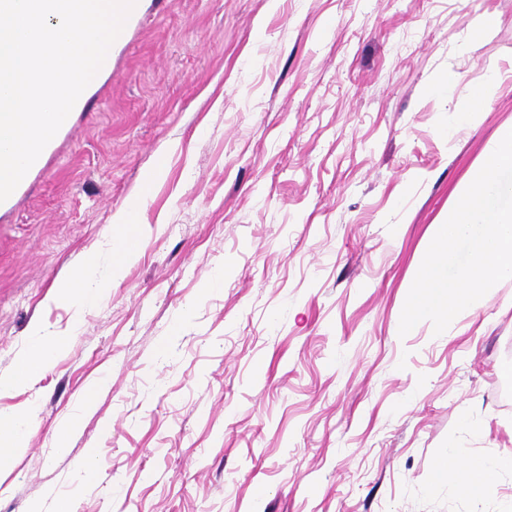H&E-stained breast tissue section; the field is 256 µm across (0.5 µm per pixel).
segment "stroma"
<instances>
[{
  "mask_svg": "<svg viewBox=\"0 0 512 512\" xmlns=\"http://www.w3.org/2000/svg\"><path fill=\"white\" fill-rule=\"evenodd\" d=\"M493 71L501 95L452 123ZM511 124L512 0H137L0 209V376L35 327L72 336L0 395L35 422L0 512H512V471L482 500L437 471L512 458V279L442 334L398 329ZM138 197V259L75 317L56 288L108 267Z\"/></svg>",
  "mask_w": 512,
  "mask_h": 512,
  "instance_id": "obj_1",
  "label": "stroma"
}]
</instances>
